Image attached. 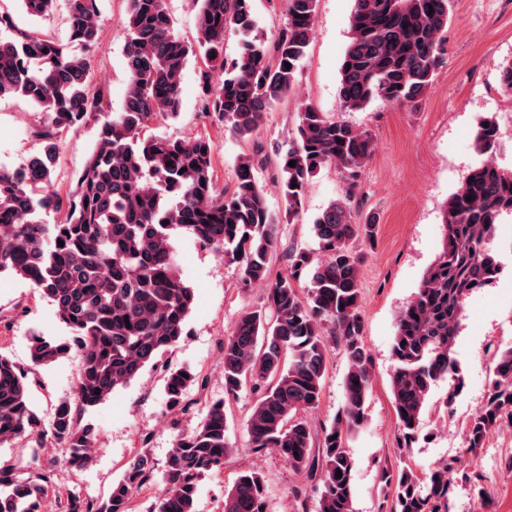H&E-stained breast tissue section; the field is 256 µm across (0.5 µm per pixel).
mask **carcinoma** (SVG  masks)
I'll list each match as a JSON object with an SVG mask.
<instances>
[{"instance_id": "obj_1", "label": "carcinoma", "mask_w": 512, "mask_h": 512, "mask_svg": "<svg viewBox=\"0 0 512 512\" xmlns=\"http://www.w3.org/2000/svg\"><path fill=\"white\" fill-rule=\"evenodd\" d=\"M67 2L70 39L83 56L48 33L18 28L0 8V97L19 96L45 114L35 132L42 150L22 169L0 167V274L29 281L51 300L71 333L68 341L32 334V362L47 365L78 353V404L84 410L156 366L183 336L194 301L171 245L172 233L181 230L237 263L245 284L270 282L262 304L241 313L223 342L225 393L235 397L247 389L255 397L246 419L250 449L275 452L306 473L318 491L316 512H353L348 440L364 425L370 390L358 275L362 256L355 243L374 241V217L359 223L347 203L334 201L313 221L317 250L291 251L288 274L272 282L269 259L278 225L299 214L309 182L322 169L338 167L346 197L354 196L374 150L371 134L302 105L288 147L275 154L283 203L277 212L254 174L267 157L243 156L232 189L219 191L217 146L210 136L141 135L157 115L177 116L181 77L194 57L205 65L200 112L218 116L233 136L250 138L266 112L294 88L318 0H285L286 20L271 43L256 33L253 0H196L193 42L174 33L166 0H126V102L122 111L102 116L79 195L65 200L53 185L58 138L102 112L87 57L101 37L98 0ZM354 2L340 68L341 107L363 110L374 100L418 103L445 61L450 0ZM22 3L29 15L44 18L53 0ZM229 34L239 45L231 59L224 55ZM217 68L224 79L214 85L209 71ZM497 145L498 127L486 118L475 135V149L485 159L448 198L441 253L397 320L391 391L405 442L417 432L437 381L452 379L444 406L458 395L462 380L453 352L464 300L500 270L492 244L500 219L512 215V171L495 162ZM62 207L63 223L44 222L43 214ZM330 341L341 347L349 369L334 420L316 432L306 413L320 402ZM198 383L200 374L189 366L166 371L169 410L186 411L188 390ZM506 418L512 419V348L493 357L486 401L467 426L468 451L481 447L487 432ZM226 427L219 399L195 430L177 440L155 512H196L199 482L224 470L232 453ZM26 439L70 449V462L79 467L92 462L93 433L78 423L70 402H60L44 426L30 400L27 371L0 354V446ZM154 470L150 454L140 451L107 500L84 504L75 497L67 512H133V500ZM450 471L445 463L419 476L397 463L382 469L380 490L392 496L391 512H442ZM52 481L45 469L16 473L1 466L0 512H45ZM265 486L261 473H240L224 493V512H266Z\"/></svg>"}]
</instances>
